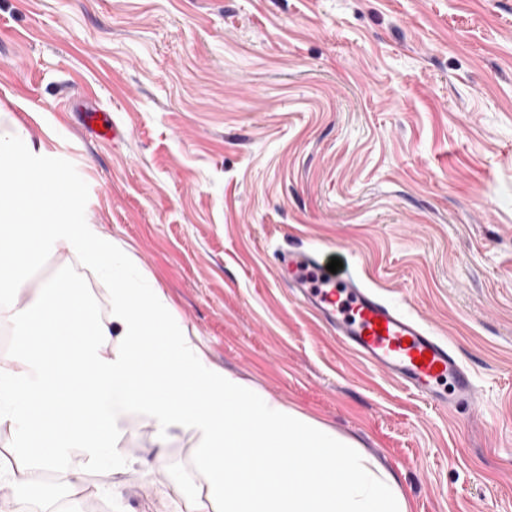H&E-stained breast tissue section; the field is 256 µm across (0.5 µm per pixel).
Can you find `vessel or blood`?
<instances>
[{
	"mask_svg": "<svg viewBox=\"0 0 512 512\" xmlns=\"http://www.w3.org/2000/svg\"><path fill=\"white\" fill-rule=\"evenodd\" d=\"M279 267L295 298L375 370L440 408L477 405L471 372L452 344L357 275L328 271L321 249H289Z\"/></svg>",
	"mask_w": 512,
	"mask_h": 512,
	"instance_id": "obj_1",
	"label": "vessel or blood"
}]
</instances>
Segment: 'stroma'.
<instances>
[{
    "label": "stroma",
    "instance_id": "35a3bbf8",
    "mask_svg": "<svg viewBox=\"0 0 512 512\" xmlns=\"http://www.w3.org/2000/svg\"><path fill=\"white\" fill-rule=\"evenodd\" d=\"M108 113L117 137L85 124ZM210 361L350 438L408 512H512V0H0V125ZM315 246L456 347L445 412L343 348L278 258ZM81 512H175L199 435L127 415Z\"/></svg>",
    "mask_w": 512,
    "mask_h": 512
}]
</instances>
